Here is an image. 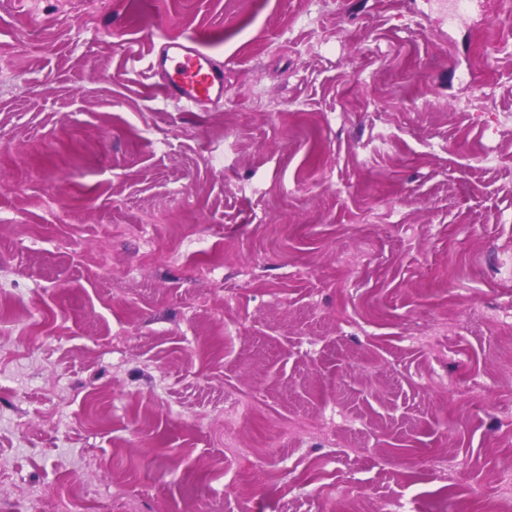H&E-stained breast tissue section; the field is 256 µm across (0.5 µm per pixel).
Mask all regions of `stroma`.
Here are the masks:
<instances>
[{
    "instance_id": "stroma-1",
    "label": "stroma",
    "mask_w": 512,
    "mask_h": 512,
    "mask_svg": "<svg viewBox=\"0 0 512 512\" xmlns=\"http://www.w3.org/2000/svg\"><path fill=\"white\" fill-rule=\"evenodd\" d=\"M502 3L0 0V512L512 482ZM184 36L222 106L155 91Z\"/></svg>"
}]
</instances>
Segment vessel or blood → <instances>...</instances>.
Instances as JSON below:
<instances>
[{"mask_svg":"<svg viewBox=\"0 0 512 512\" xmlns=\"http://www.w3.org/2000/svg\"><path fill=\"white\" fill-rule=\"evenodd\" d=\"M166 102L189 112L224 101V67L195 38L166 41L149 62Z\"/></svg>","mask_w":512,"mask_h":512,"instance_id":"obj_1","label":"vessel or blood"}]
</instances>
